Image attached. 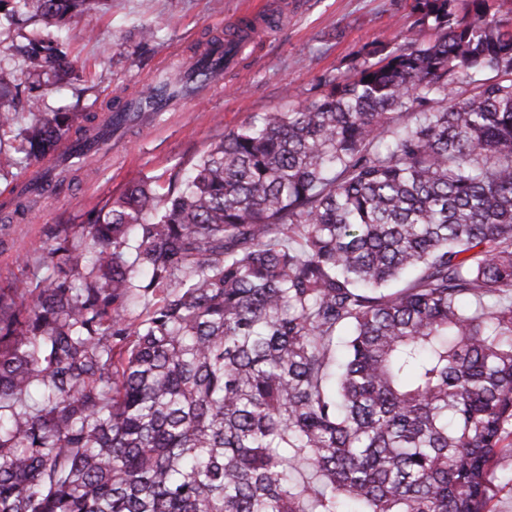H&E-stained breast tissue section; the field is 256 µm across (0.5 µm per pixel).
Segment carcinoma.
Returning <instances> with one entry per match:
<instances>
[{"instance_id":"carcinoma-1","label":"carcinoma","mask_w":512,"mask_h":512,"mask_svg":"<svg viewBox=\"0 0 512 512\" xmlns=\"http://www.w3.org/2000/svg\"><path fill=\"white\" fill-rule=\"evenodd\" d=\"M100 0H0L24 108L0 172L133 119L42 111ZM498 0H414L289 112L222 133L47 232L0 284V512H497L512 462V31ZM245 22L224 45L232 57ZM207 70L141 94L154 112ZM29 183L0 209L19 220Z\"/></svg>"}]
</instances>
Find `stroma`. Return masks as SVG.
Here are the masks:
<instances>
[{
	"mask_svg": "<svg viewBox=\"0 0 512 512\" xmlns=\"http://www.w3.org/2000/svg\"><path fill=\"white\" fill-rule=\"evenodd\" d=\"M412 0H104L74 15L69 59L90 85L49 88L47 110L81 105L100 112L111 99L144 91L159 74L180 69L208 39L236 27L242 18L265 19L271 30L248 45L203 98L181 104L151 125L130 126L121 143L91 156L70 172L59 198L37 197L29 222L0 214V284L31 272L44 249L46 231L81 223L84 211L120 195L147 175L181 171L206 152L218 130L230 131L257 112L288 108L286 87L312 99L321 76L347 72L354 52L372 42L392 43L410 24ZM156 20L159 39L142 44L140 26ZM28 264H19V257Z\"/></svg>",
	"mask_w": 512,
	"mask_h": 512,
	"instance_id": "obj_1",
	"label": "stroma"
}]
</instances>
